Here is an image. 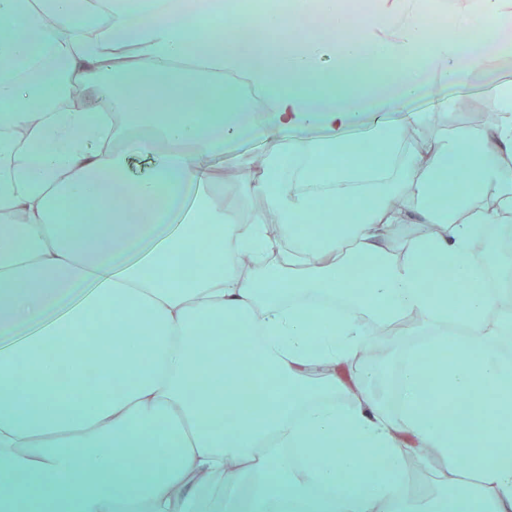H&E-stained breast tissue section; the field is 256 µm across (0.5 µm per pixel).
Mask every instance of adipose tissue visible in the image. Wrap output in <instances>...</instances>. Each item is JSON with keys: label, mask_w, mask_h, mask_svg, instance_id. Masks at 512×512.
<instances>
[{"label": "adipose tissue", "mask_w": 512, "mask_h": 512, "mask_svg": "<svg viewBox=\"0 0 512 512\" xmlns=\"http://www.w3.org/2000/svg\"><path fill=\"white\" fill-rule=\"evenodd\" d=\"M212 9L0 0V512H512V313L490 319L501 291L483 281L502 262L472 249L475 225L512 222V86L488 96L500 119L480 136L418 149L422 114L364 112L429 94L428 74L461 81L512 57V10L477 0L441 41L421 0H381L358 35L323 0L332 38L272 7L211 30ZM109 71L123 79L111 127L94 107L46 106L59 77L97 90ZM226 73L266 93L263 115ZM363 122L366 138L345 137ZM257 136L241 192L265 207L243 220L214 189L225 150ZM366 147L387 175L350 165ZM134 154L151 163L137 178ZM489 189L492 207L436 204ZM335 208L342 224L321 223ZM405 224L440 231L407 239ZM366 315L419 316L432 339L403 348L395 411L359 363ZM93 317L108 344L90 384L71 365ZM238 346L246 366H225ZM353 362L347 388L336 367ZM413 456L439 477L423 510L405 495Z\"/></svg>", "instance_id": "adipose-tissue-1"}]
</instances>
